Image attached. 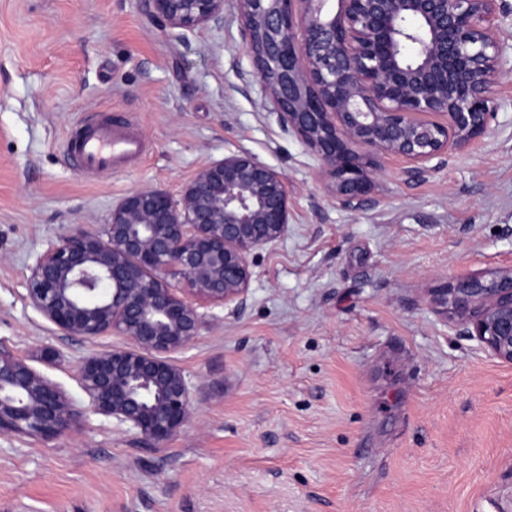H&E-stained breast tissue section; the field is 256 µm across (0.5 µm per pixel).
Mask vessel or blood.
Wrapping results in <instances>:
<instances>
[{"label": "vessel or blood", "mask_w": 512, "mask_h": 512, "mask_svg": "<svg viewBox=\"0 0 512 512\" xmlns=\"http://www.w3.org/2000/svg\"><path fill=\"white\" fill-rule=\"evenodd\" d=\"M64 147L75 156L81 170L98 172L141 159L147 152L136 126L120 114L77 124L69 131Z\"/></svg>", "instance_id": "vessel-or-blood-1"}]
</instances>
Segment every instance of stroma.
Instances as JSON below:
<instances>
[{"mask_svg": "<svg viewBox=\"0 0 512 512\" xmlns=\"http://www.w3.org/2000/svg\"><path fill=\"white\" fill-rule=\"evenodd\" d=\"M241 29L232 0L222 24L180 36L143 0H0V349L79 412L50 440L0 436V512H512V364L431 302L512 265V73L482 139L417 179L377 157L376 203L352 212L265 108ZM107 110L148 154L79 172L65 136ZM242 152L285 175L288 232L253 258L244 304L209 306L169 354L194 414L157 447L79 383V360L124 338L59 335L25 282L36 254L127 193H180Z\"/></svg>", "mask_w": 512, "mask_h": 512, "instance_id": "35a3bbf8", "label": "stroma"}]
</instances>
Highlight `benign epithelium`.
Returning a JSON list of instances; mask_svg holds the SVG:
<instances>
[{
	"mask_svg": "<svg viewBox=\"0 0 512 512\" xmlns=\"http://www.w3.org/2000/svg\"><path fill=\"white\" fill-rule=\"evenodd\" d=\"M337 5H332V2ZM266 107L315 156L336 205L362 211L376 155L427 164L484 137L509 62L499 0H235ZM171 30L224 21V0H144ZM284 175L247 153L203 166L179 194L136 189L105 224H81L36 255L27 296L65 337L116 334L122 347L77 368L93 412L163 446L193 416L190 382L164 354L210 325L198 302L243 304L250 257L288 232ZM179 276L196 301L178 294ZM432 303L490 356L512 363V266L463 274ZM65 394L0 350V435L50 439L76 421Z\"/></svg>",
	"mask_w": 512,
	"mask_h": 512,
	"instance_id": "7a95c632",
	"label": "benign epithelium"
}]
</instances>
